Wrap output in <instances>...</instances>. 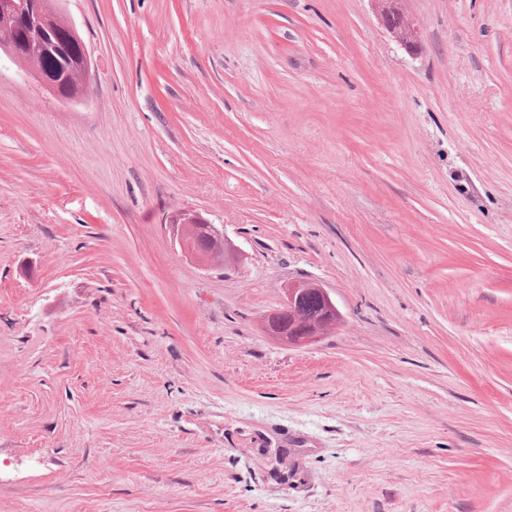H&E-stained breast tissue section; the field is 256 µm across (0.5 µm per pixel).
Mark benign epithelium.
<instances>
[{
  "label": "benign epithelium",
  "mask_w": 512,
  "mask_h": 512,
  "mask_svg": "<svg viewBox=\"0 0 512 512\" xmlns=\"http://www.w3.org/2000/svg\"><path fill=\"white\" fill-rule=\"evenodd\" d=\"M380 19L387 32L409 51L420 45L419 28L407 14L400 24L391 22L392 10L401 0H374ZM53 12L49 0H0V29L18 31L16 39H0V52L16 61L25 62L27 56L50 58L56 61L66 57L67 47L49 24ZM173 237L181 253L204 268L212 267L213 247L224 246V267L234 264V249L228 244L224 225L211 224L199 214L180 211L168 220ZM341 319L332 294L318 283L293 281L283 289L280 306L268 314L262 323L264 335L292 348H301L321 340Z\"/></svg>",
  "instance_id": "obj_1"
}]
</instances>
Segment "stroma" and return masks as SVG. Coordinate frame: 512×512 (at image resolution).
<instances>
[{
  "mask_svg": "<svg viewBox=\"0 0 512 512\" xmlns=\"http://www.w3.org/2000/svg\"><path fill=\"white\" fill-rule=\"evenodd\" d=\"M403 5L413 53L372 0H59L76 101L0 58V512H512V0ZM380 19L387 32L409 51H416L420 45L419 28L414 20L404 12L399 25L391 22L392 10L401 4L400 0H374ZM181 253L190 261L204 268H211L212 248L224 244V268L233 266L234 249L228 244L224 227L211 224L199 214L180 211L172 214L167 222ZM340 319L335 299L326 288L299 280L283 289L280 306L265 317L262 331L288 347L301 348L321 340Z\"/></svg>",
  "mask_w": 512,
  "mask_h": 512,
  "instance_id": "stroma-1",
  "label": "stroma"
}]
</instances>
